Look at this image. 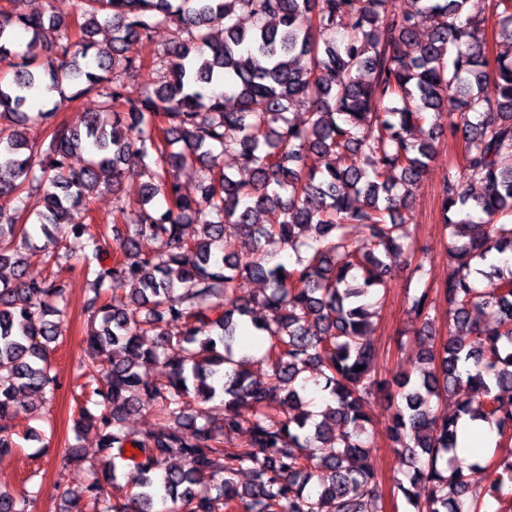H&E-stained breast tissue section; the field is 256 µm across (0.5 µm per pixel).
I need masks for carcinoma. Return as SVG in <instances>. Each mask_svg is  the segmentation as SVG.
Returning a JSON list of instances; mask_svg holds the SVG:
<instances>
[{
  "label": "carcinoma",
  "mask_w": 512,
  "mask_h": 512,
  "mask_svg": "<svg viewBox=\"0 0 512 512\" xmlns=\"http://www.w3.org/2000/svg\"><path fill=\"white\" fill-rule=\"evenodd\" d=\"M50 2L0 5V63L11 64L18 35L29 36L13 79L0 71V121L9 123L0 128V199L25 211L40 197L35 223L49 264L40 278L27 276L23 251L34 236L0 224V267L17 270L0 287V455L14 447L15 404L52 400L50 351L68 322L59 276L77 266L92 295L75 432L95 429L105 464L81 491H64L66 512H383L364 412L376 394L393 407L388 436L407 469L393 474L391 491L409 512H512V449L467 474L455 456L464 415L487 423L497 447L512 441V265L473 266L512 253V0H493L508 50L492 60L465 14L469 0H404L399 9L391 0H74L69 21ZM102 23L112 30L109 51L94 40ZM170 24L187 38L151 64L164 71L154 87L128 97L113 74L144 64L126 47ZM217 25L224 39L214 42ZM48 27L58 31L53 40L41 39ZM489 80L493 100L482 95ZM44 91L67 103L94 93L100 110L82 130L53 121L59 102L33 116ZM297 102L306 107L299 122L288 116ZM35 123L46 127L40 141ZM425 124L427 138H414ZM446 133L463 152L439 194L448 335L433 336L431 270L410 253L417 288L407 312L422 323L413 340L430 368L388 382L376 371L370 299L394 273L389 259L404 252L411 187ZM313 153L326 158L324 169L308 166ZM225 158L252 179L235 178ZM195 165L192 197L178 174ZM130 172L146 178L143 192L134 202L115 198L112 234L70 222L74 208ZM356 226L368 246L353 239ZM240 233L253 240L246 258L232 249ZM145 238L156 243L149 254ZM271 239L291 249V261L272 262L263 246ZM243 278L263 292L239 295ZM255 306L267 315L253 317ZM150 365L165 366L166 379L144 380ZM312 389L334 401L318 421L304 400ZM190 397L202 405L195 416ZM443 402L452 413H437ZM146 405L164 423L132 436L122 424ZM243 429L247 439L225 447ZM173 457L184 464L167 465ZM119 465L131 485L124 503L108 491ZM488 468L498 476L469 495ZM246 470L254 482L237 483ZM39 494L0 491V512H30Z\"/></svg>",
  "instance_id": "cac0c4a2"
}]
</instances>
